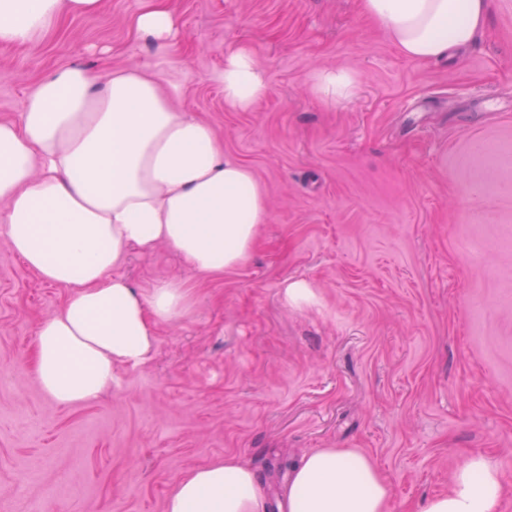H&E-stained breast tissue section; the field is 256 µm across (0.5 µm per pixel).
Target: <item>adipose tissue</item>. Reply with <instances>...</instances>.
I'll return each instance as SVG.
<instances>
[{
  "label": "adipose tissue",
  "mask_w": 512,
  "mask_h": 512,
  "mask_svg": "<svg viewBox=\"0 0 512 512\" xmlns=\"http://www.w3.org/2000/svg\"><path fill=\"white\" fill-rule=\"evenodd\" d=\"M489 0H361L405 58L436 62L471 46ZM106 0H0V44H27L65 15L99 13ZM131 26L156 51L148 65L99 79L72 63L28 92L19 121L0 122V235L45 282L69 289L36 330L35 375L59 406L98 401L118 368L148 364L156 326L178 319L186 295L175 282L136 291L113 273L129 249L171 246L203 278L245 262L265 193L252 170L225 156L213 128L182 106L184 88L168 48L179 32L168 0H141ZM224 101L246 112L269 84L257 54L224 57ZM497 465L470 453L447 493L416 512H498L507 494ZM164 512H393L388 483L359 448H320L270 496L238 457L179 476Z\"/></svg>",
  "instance_id": "obj_1"
}]
</instances>
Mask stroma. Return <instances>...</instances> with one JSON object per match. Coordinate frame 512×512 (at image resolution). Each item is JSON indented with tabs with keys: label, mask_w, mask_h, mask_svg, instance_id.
Here are the masks:
<instances>
[{
	"label": "stroma",
	"mask_w": 512,
	"mask_h": 512,
	"mask_svg": "<svg viewBox=\"0 0 512 512\" xmlns=\"http://www.w3.org/2000/svg\"><path fill=\"white\" fill-rule=\"evenodd\" d=\"M140 5L108 0L0 45V121L59 66L148 63ZM172 5L183 104L253 170L268 221L211 279L168 245L130 251L115 275L178 283L189 309L158 324L148 365L71 408L33 372L37 325L69 291L0 236V512H164L177 476L227 454L275 493L318 448L369 453L394 512L447 491L473 451L512 489V0H490L475 43L434 63L399 54L360 0ZM240 46L269 83L248 112L220 79ZM321 69L353 74V95L318 97ZM294 281L313 303L284 302Z\"/></svg>",
	"instance_id": "obj_1"
}]
</instances>
